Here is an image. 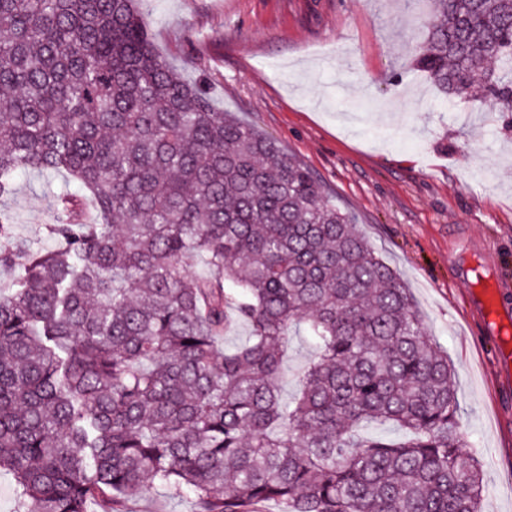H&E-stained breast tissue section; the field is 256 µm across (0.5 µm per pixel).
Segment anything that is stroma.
<instances>
[{
    "label": "stroma",
    "mask_w": 512,
    "mask_h": 512,
    "mask_svg": "<svg viewBox=\"0 0 512 512\" xmlns=\"http://www.w3.org/2000/svg\"><path fill=\"white\" fill-rule=\"evenodd\" d=\"M143 12L157 51L205 80L216 108L310 168L398 271L455 371L484 512H512V391L497 340L470 305L489 277L512 309V131L503 114L444 99L412 71L424 31L406 0H146ZM60 187L18 176L0 200L15 233L43 237ZM463 262L477 278H457ZM128 512L194 506L154 486Z\"/></svg>",
    "instance_id": "35a3bbf8"
}]
</instances>
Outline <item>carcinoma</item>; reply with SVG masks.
Returning <instances> with one entry per match:
<instances>
[{"instance_id":"1","label":"carcinoma","mask_w":512,"mask_h":512,"mask_svg":"<svg viewBox=\"0 0 512 512\" xmlns=\"http://www.w3.org/2000/svg\"><path fill=\"white\" fill-rule=\"evenodd\" d=\"M142 2L0 0V197L27 171L77 185L49 248L0 212L14 512H122L147 485L196 512H481L448 352L408 288L305 165L155 53ZM430 2L413 69L512 112V0ZM299 329L316 355L286 401Z\"/></svg>"}]
</instances>
